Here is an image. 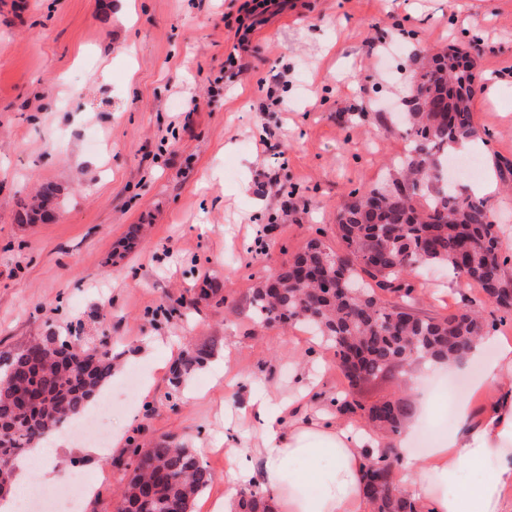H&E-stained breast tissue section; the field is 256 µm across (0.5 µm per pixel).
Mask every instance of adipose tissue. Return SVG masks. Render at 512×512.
<instances>
[{"mask_svg": "<svg viewBox=\"0 0 512 512\" xmlns=\"http://www.w3.org/2000/svg\"><path fill=\"white\" fill-rule=\"evenodd\" d=\"M489 346L496 353L488 358ZM468 359L480 364L471 384L487 404L457 399L455 427L426 456L412 453L408 431L389 439L404 455L396 481L421 512H512V344L482 337ZM300 390L304 399L296 407L262 398L243 409L240 429L258 433L259 442L247 447L225 439L232 461L226 490L259 487L272 512H369L361 484L377 435L315 409L308 385ZM467 471L479 479L464 482Z\"/></svg>", "mask_w": 512, "mask_h": 512, "instance_id": "obj_1", "label": "adipose tissue"}]
</instances>
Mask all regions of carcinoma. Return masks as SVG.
Segmentation results:
<instances>
[{
    "mask_svg": "<svg viewBox=\"0 0 512 512\" xmlns=\"http://www.w3.org/2000/svg\"><path fill=\"white\" fill-rule=\"evenodd\" d=\"M455 63L436 55L417 67L411 86L418 104L406 112L410 148L394 163L385 183L352 193L339 212L334 251L312 239L278 270L279 287L253 290L250 305L260 323L314 328L334 348L338 367L352 382L366 381L418 359L462 361L486 335L481 312L468 306L447 317L417 313L412 305L384 304L377 291L415 288L404 279L423 266L442 265L456 278L494 298L499 310L512 313L504 297L512 285L508 258H500L484 240L498 238L488 200L461 195L439 184L432 170L443 165L455 145L486 134L473 116L480 76L455 49ZM498 178L512 187V161L497 158ZM56 190L42 187L37 201L17 212L20 224L46 222L56 209ZM143 225L133 224L121 248L132 252ZM51 350L34 340L14 353L0 354V484H12L21 453L49 436L69 418L80 416L112 379V350L79 348L81 337L60 336ZM213 346L202 344L181 357L175 380L202 368ZM406 408L398 401L370 407L366 417L385 433L403 426ZM132 471L123 486L117 512H169L193 506L212 482L198 454L183 443L161 440L152 446L131 443ZM364 497L370 512H420L410 495L395 484L390 471L365 474ZM235 512H268L263 496L244 488Z\"/></svg>",
    "mask_w": 512,
    "mask_h": 512,
    "instance_id": "obj_1",
    "label": "carcinoma"
}]
</instances>
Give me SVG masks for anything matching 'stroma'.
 <instances>
[{
    "label": "stroma",
    "mask_w": 512,
    "mask_h": 512,
    "mask_svg": "<svg viewBox=\"0 0 512 512\" xmlns=\"http://www.w3.org/2000/svg\"><path fill=\"white\" fill-rule=\"evenodd\" d=\"M244 2L133 0L129 12L114 0H0V352L50 333L105 336L122 364L109 390L143 377L133 408L112 410L121 447L72 436L52 452L42 495L82 473L93 494L80 512H115L132 438L199 449L214 480L194 512H217L235 411L262 394L294 400L302 374L324 404L392 399L418 411L402 371L349 385L332 348L255 322L250 297L311 239L336 246L351 193L404 155L397 115L420 44L478 52L493 80L474 99L488 133L475 154L486 174L512 160V0H294L253 33L241 80L209 97ZM280 73L282 111H258ZM47 184L56 220L17 223ZM133 224L149 233L120 254ZM212 281L219 296L201 297ZM413 282L424 313L469 304L512 339V321L447 271ZM183 297L190 306L178 307ZM203 343L213 357L172 388L183 351Z\"/></svg>",
    "instance_id": "obj_1"
}]
</instances>
